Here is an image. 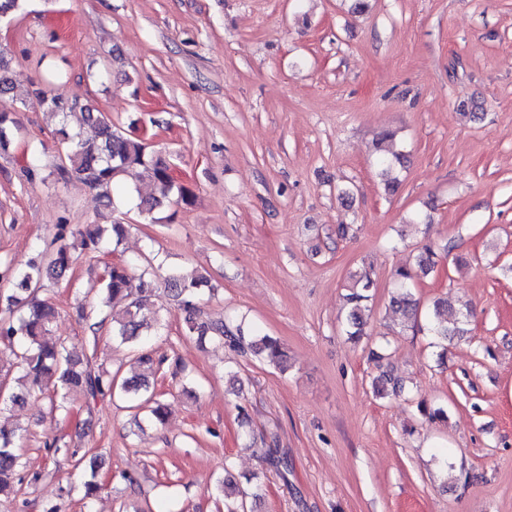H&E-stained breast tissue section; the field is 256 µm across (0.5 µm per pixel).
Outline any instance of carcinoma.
Listing matches in <instances>:
<instances>
[{
	"label": "carcinoma",
	"mask_w": 512,
	"mask_h": 512,
	"mask_svg": "<svg viewBox=\"0 0 512 512\" xmlns=\"http://www.w3.org/2000/svg\"><path fill=\"white\" fill-rule=\"evenodd\" d=\"M22 72L13 59L0 51V95L11 94L21 85ZM60 76L53 74L35 83L29 82L31 90L26 96L29 103L37 105L55 119L54 133L62 152L56 166L59 179H73L96 191L101 205L114 210V190L126 178L146 179L153 185V193L139 197L136 203L139 214L151 216L164 203L177 197L185 204L191 200L190 191L170 180L166 158L150 150L145 142L117 128L111 120L89 102L68 100L55 93V84ZM18 121L6 112H0V151H7L12 143ZM394 133L385 131L378 139L382 154L378 164L385 186L395 191L398 180L394 176L396 165L401 163V154L392 150ZM127 228L123 224H86L73 229L65 222L56 225L52 250L41 252L24 263L0 264V280L13 284V293L6 296L7 308L0 312V347L10 351L14 357L12 366L17 369V381L27 390H41L50 385L61 390L60 399L52 404L56 411L68 410L67 399L72 391L80 393L85 402H95L107 395L119 393L133 407L151 404L150 412L159 422L166 415V406L150 393V378L153 377L162 359L153 352L138 354L136 364L141 372L122 382L116 376L96 365L90 356L79 357L71 353L62 342L48 343L46 336L58 314L49 298L38 297L45 282H58L68 276L73 265L82 255H89L121 243ZM441 255L433 245H424L416 257L414 267H402L394 272L398 291L392 296V305L406 318L421 323V328L432 336L441 347L466 333V325L473 317L472 307L465 303L457 309L448 307V299L435 302L432 311L425 314L419 310L410 287L416 280L435 271ZM134 262L114 263L107 266L105 274L89 291L99 298L100 306L109 309L105 317L87 323L92 333L112 321V336L123 343L143 346L152 335L151 324H160V311L144 312L146 293L152 291L147 270L139 274L132 272ZM209 279L201 273L174 269L164 279V291L185 312L184 331L188 336L203 340L207 337L219 344L246 347L254 355L278 368H284L287 354L275 339L258 333L247 336L243 327L232 325L221 319H204L197 313L195 298ZM374 279L371 272H362L345 295L347 306L346 333L351 337L364 335L369 317L370 300ZM400 378L389 371L380 374L374 384L379 397L403 391ZM22 434L14 428L0 426V495L13 492V483H23L28 477L20 471L19 457L14 448ZM53 455H61L81 466L87 451L64 436L45 442ZM40 475L28 479L35 482ZM224 493V512H244L243 500L233 498L235 487L228 479L221 484Z\"/></svg>",
	"instance_id": "1"
}]
</instances>
